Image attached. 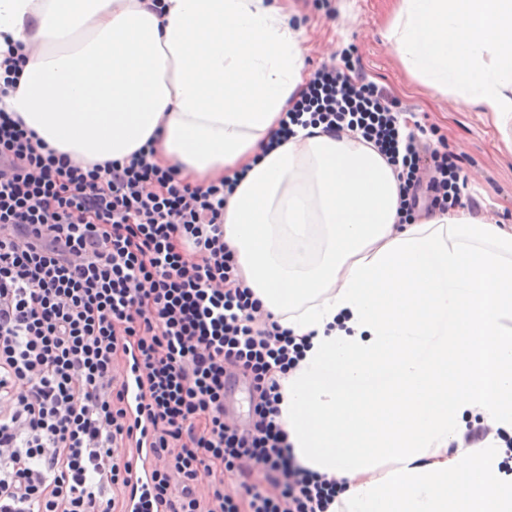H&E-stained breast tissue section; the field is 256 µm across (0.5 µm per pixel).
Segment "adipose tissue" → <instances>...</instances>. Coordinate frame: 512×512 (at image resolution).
<instances>
[{
    "label": "adipose tissue",
    "mask_w": 512,
    "mask_h": 512,
    "mask_svg": "<svg viewBox=\"0 0 512 512\" xmlns=\"http://www.w3.org/2000/svg\"><path fill=\"white\" fill-rule=\"evenodd\" d=\"M384 38L458 103L512 123V0H398ZM6 99L86 166L146 142L180 179L238 184L224 240L264 310L310 346L279 375L297 460L328 512H512V226L466 209L398 221L371 144L298 129L303 31L281 0H0ZM491 428L468 444L473 422ZM22 44H8L3 62L4 76L0 75V93H5L8 88H16L23 68L27 62V55L24 53ZM3 82V83H2Z\"/></svg>",
    "instance_id": "adipose-tissue-1"
}]
</instances>
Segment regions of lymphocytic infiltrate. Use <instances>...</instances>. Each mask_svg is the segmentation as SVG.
I'll use <instances>...</instances> for the list:
<instances>
[{"mask_svg": "<svg viewBox=\"0 0 512 512\" xmlns=\"http://www.w3.org/2000/svg\"><path fill=\"white\" fill-rule=\"evenodd\" d=\"M298 126L372 143L397 174L400 223L421 169L442 206L468 194L457 156L422 150L351 54L313 73L276 142ZM152 157L147 143L75 166L0 107V512H125L137 489L141 512H327L342 485L299 464L279 422L274 374L306 345L261 318L224 241L237 182L193 188ZM235 370L256 397L243 430L224 421ZM246 468L273 494L226 492Z\"/></svg>", "mask_w": 512, "mask_h": 512, "instance_id": "obj_1", "label": "lymphocytic infiltrate"}]
</instances>
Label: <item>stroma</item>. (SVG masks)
<instances>
[{
  "label": "stroma",
  "mask_w": 512,
  "mask_h": 512,
  "mask_svg": "<svg viewBox=\"0 0 512 512\" xmlns=\"http://www.w3.org/2000/svg\"><path fill=\"white\" fill-rule=\"evenodd\" d=\"M286 6L305 31V73L354 51L368 80L412 114L426 141L457 155L469 177L464 208L512 225V151L490 114L460 108L407 73L381 36L396 0H287Z\"/></svg>",
  "instance_id": "obj_1"
}]
</instances>
